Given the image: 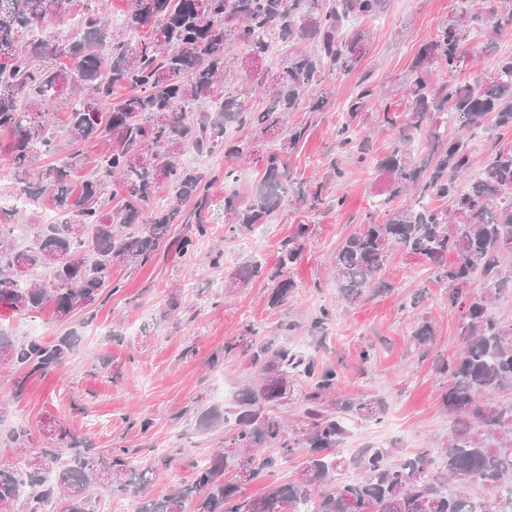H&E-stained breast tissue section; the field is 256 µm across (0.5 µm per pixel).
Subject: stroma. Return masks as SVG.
Segmentation results:
<instances>
[{"label": "stroma", "instance_id": "stroma-1", "mask_svg": "<svg viewBox=\"0 0 512 512\" xmlns=\"http://www.w3.org/2000/svg\"><path fill=\"white\" fill-rule=\"evenodd\" d=\"M456 0H389L381 18L367 27L371 39L362 66L355 74L331 84L332 101L326 112H298L294 122L307 125L300 146L288 158L299 177H325L331 163H339L344 176L338 183L345 197L342 209L302 213L282 207L267 225L255 232L231 236L224 232V199H247L261 180L263 168L254 162L239 166L236 180L216 181L210 188V237L188 255L174 244L161 248L158 263L129 270L117 268L113 276L123 283L120 293L65 323L55 320L51 308L22 316L0 305V327L16 339L32 335L47 340L75 332L78 341L59 368L31 379L23 398L13 402L0 418V430L26 426L32 435L29 451L58 446L48 434L56 422L70 434L107 455L124 448L137 471H156L147 487L161 497L190 480L197 464L223 447L233 423L203 430L201 411L224 409L222 390L238 391L253 376L242 350L225 352L227 338L241 336L244 326L266 338L287 341L317 362L340 371L338 395L380 397L386 410L380 421L361 422L351 430L344 450L381 445L399 460L423 448L441 447L451 420L442 406L443 380L434 358L456 349L460 315L448 306L445 290L430 267L419 257L394 252L382 273L389 292L348 306L336 291L330 258L337 245L359 231L366 211L379 200L383 176L375 157L387 153L392 141L379 128L378 105L364 114L362 129L371 133L368 159L345 156L336 148V127L342 109L358 82L390 88L392 110H402L406 99L397 88L419 45L430 38L455 8ZM512 51V34L501 36L496 48L475 41L460 71L439 73L438 82L475 83L492 68L496 56ZM49 194L38 195L36 206L0 214L12 225L16 250L31 243L33 225L44 223L51 211ZM311 225L309 241L291 276L296 283L287 305L267 304L271 285L256 279L245 287L227 290L225 282L245 262L255 259L273 266L282 240L296 224ZM224 252V267L209 262L212 249ZM180 290V308L173 318L160 321L172 288ZM329 311L324 324L316 319ZM432 318L436 344L422 356L412 334L419 320ZM369 361H361V351ZM109 369H101L102 361ZM152 422L141 431L143 419ZM29 451L0 447V461L22 468Z\"/></svg>", "mask_w": 512, "mask_h": 512}]
</instances>
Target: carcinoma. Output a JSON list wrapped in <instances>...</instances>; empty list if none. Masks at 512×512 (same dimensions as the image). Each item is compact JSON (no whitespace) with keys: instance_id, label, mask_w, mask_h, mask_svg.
<instances>
[{"instance_id":"obj_1","label":"carcinoma","mask_w":512,"mask_h":512,"mask_svg":"<svg viewBox=\"0 0 512 512\" xmlns=\"http://www.w3.org/2000/svg\"><path fill=\"white\" fill-rule=\"evenodd\" d=\"M74 0H0V131L11 134L7 147L14 175L38 172L40 191L52 195L57 224L33 225L31 245L17 251L12 229L0 224V303L19 315L50 306L58 321L103 302L122 288L115 268H142L157 258L170 225H184L176 251L188 254L209 236L205 214L210 187L219 175L182 162L190 149L199 155L224 154V179L234 166L262 162L264 174L247 201L224 198V230L251 233L285 204L303 212L343 207L345 198L328 196L329 181L294 177L288 156L307 127L290 121L295 112H322L330 103L325 86L362 65L368 44L364 23L382 16L388 0H128L127 27L152 28L148 41L106 45V23L80 0L83 37L50 45L53 35L37 36L61 18ZM512 28V0H459L434 35L423 42L403 79L404 119L380 110L393 133L389 153L376 160L385 176L384 197L368 211L361 229L344 239L332 258L339 298L352 306L365 296L386 294L382 280L391 253L421 257L445 289L448 307L461 314L456 351L435 360L446 378L441 394L451 433L435 461L424 449L390 463L387 448H361L350 457L340 445L349 423L372 419L384 409L379 399L335 397L339 374L288 343L253 337L246 349L257 373L230 406L201 415L211 427L234 420L235 433L224 448L197 465L194 478L162 500L145 496L136 512H512V400L493 396L512 391V324L491 312L512 285V54L497 57L491 74L475 85L434 83L432 66L458 71L470 44L492 45ZM299 48L266 65L274 45ZM262 89L263 105L250 95ZM68 95L71 142H111L95 170L72 184L84 168L76 149L58 163L42 166L58 151L53 104ZM377 97L361 84L336 127L339 150L365 155L369 138L357 134L362 113ZM236 125L262 140L226 136ZM465 134L448 138V127ZM492 126L496 138L482 167L473 171L472 135ZM425 132L431 153L411 152L415 134ZM169 183L175 201L156 198ZM122 204L112 206L115 198ZM449 200L438 209L428 199ZM193 202L188 214L182 203ZM311 225L298 224L282 243L278 265L269 270L253 261L236 271L227 288L255 278L273 284L268 303L288 304L295 282L290 269L301 258ZM454 253L457 262L448 263ZM24 258L25 277L13 267ZM41 270L49 281L35 279ZM482 291L471 289L474 275ZM437 331L423 319L413 333L417 349L428 354ZM77 336L52 341L32 336L21 341L0 329V360L14 369L11 398L20 399L28 381L43 377L67 360ZM305 385L303 409L288 425L281 407L291 385ZM6 444L25 449L30 431L12 430ZM70 459L62 448H42L21 470L0 464V505L11 512H93L96 490L113 494L143 491L144 474L128 461L126 449L100 456L70 438ZM292 461L295 478L246 497L242 486L265 470ZM353 466L362 477L338 483L336 475ZM460 492L448 490L451 484ZM478 485L483 497L464 492Z\"/></svg>"}]
</instances>
